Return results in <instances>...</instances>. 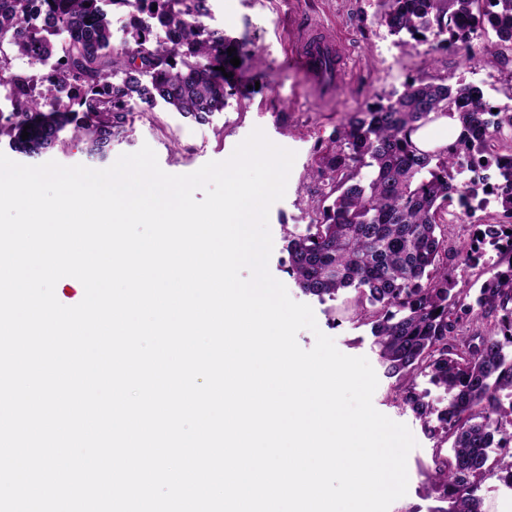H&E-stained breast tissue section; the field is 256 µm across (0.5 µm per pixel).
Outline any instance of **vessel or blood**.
Segmentation results:
<instances>
[{"mask_svg":"<svg viewBox=\"0 0 512 512\" xmlns=\"http://www.w3.org/2000/svg\"><path fill=\"white\" fill-rule=\"evenodd\" d=\"M295 63L314 80L323 97H330L341 76L340 49L330 36L311 31L304 35Z\"/></svg>","mask_w":512,"mask_h":512,"instance_id":"b4317fda","label":"vessel or blood"}]
</instances>
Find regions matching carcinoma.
<instances>
[{
    "instance_id": "cac0c4a2",
    "label": "carcinoma",
    "mask_w": 512,
    "mask_h": 512,
    "mask_svg": "<svg viewBox=\"0 0 512 512\" xmlns=\"http://www.w3.org/2000/svg\"><path fill=\"white\" fill-rule=\"evenodd\" d=\"M109 5L129 17L120 49ZM210 13V0H0V85L12 104L0 112V136L33 158L72 124L85 153L104 161L137 107L161 102L197 121L224 111L236 94L230 56L243 43L210 27ZM377 21L414 50L468 52L489 28L512 50V0H380ZM17 57L49 71H16ZM493 109L480 88L446 78L413 79L359 109L312 171L329 191L305 230L288 235V273L302 291L322 300L351 290L353 315L370 326L386 374L402 379L401 402L432 435L453 440L452 459L433 460L448 503L438 512H483L480 485L494 466L512 484V461L492 465L489 454L512 444V404L501 401L512 393V140L504 136L512 113ZM440 115L457 116L459 136L420 149L411 135ZM474 166L495 168L497 183ZM488 196L498 211L460 250L466 266H483L468 302L448 268L447 216L453 205L463 215L483 210ZM489 249L495 257L485 262ZM466 322L477 327L470 336L461 333ZM422 373L448 394L439 413L415 391Z\"/></svg>"
}]
</instances>
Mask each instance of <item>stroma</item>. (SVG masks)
Here are the masks:
<instances>
[{"label":"stroma","instance_id":"35a3bbf8","mask_svg":"<svg viewBox=\"0 0 512 512\" xmlns=\"http://www.w3.org/2000/svg\"><path fill=\"white\" fill-rule=\"evenodd\" d=\"M211 8L212 26L245 44L239 94L204 123L162 104L134 112L124 133L113 141L112 154L133 153L146 144L165 172L189 174L207 162L229 158L256 127L275 144L295 151L286 194L269 211V270L294 301L311 306L319 331L331 337L340 352L368 358L378 377L374 407L407 425L417 442L407 458L408 491L389 512H435L441 501L433 486V460L448 459L451 442L432 436L423 421L396 400L397 380L386 374L369 326L350 320L346 313L350 293L321 302L303 294L288 276L285 236L309 223L323 189L311 171L351 112L402 90L412 79L429 77L447 78L452 85L473 84L494 105L512 109V51L502 50L489 31L475 39L478 58L470 63L460 51L431 57L415 53L377 22V0H211ZM309 24L333 32L345 52L342 85L328 102L319 101L291 59L302 28Z\"/></svg>","mask_w":512,"mask_h":512}]
</instances>
